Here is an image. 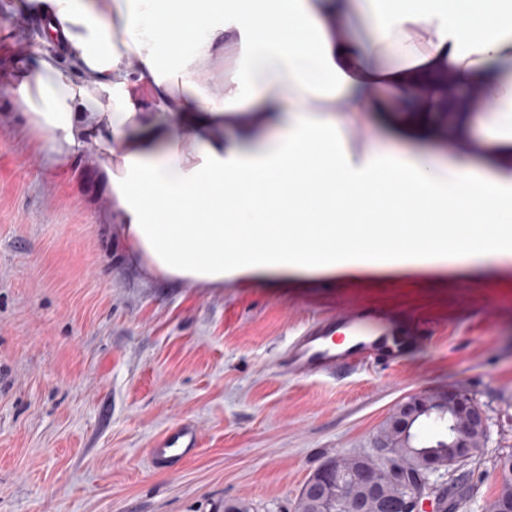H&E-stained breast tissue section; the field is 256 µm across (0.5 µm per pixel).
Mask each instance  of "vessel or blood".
<instances>
[{"label":"vessel or blood","instance_id":"b4317fda","mask_svg":"<svg viewBox=\"0 0 512 512\" xmlns=\"http://www.w3.org/2000/svg\"><path fill=\"white\" fill-rule=\"evenodd\" d=\"M382 317L380 306L361 303L312 321L290 344L282 362L284 371L295 378H308L333 375L362 360L384 366L398 363L406 343L396 336L385 337L376 326ZM199 449L195 424L181 422L153 440L149 457L154 468L174 471Z\"/></svg>","mask_w":512,"mask_h":512}]
</instances>
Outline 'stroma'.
Segmentation results:
<instances>
[{
    "label": "stroma",
    "instance_id": "35a3bbf8",
    "mask_svg": "<svg viewBox=\"0 0 512 512\" xmlns=\"http://www.w3.org/2000/svg\"><path fill=\"white\" fill-rule=\"evenodd\" d=\"M0 0V81L36 62L43 21L12 23ZM350 143L394 153L404 134L351 114ZM495 132L480 116L423 150L478 162ZM95 150L72 169L39 157L21 109L0 88V512H294L306 481L339 456L378 457L387 420L409 397L459 390L485 411L456 512H486L512 454V264L458 273L340 275L282 288L228 279L206 288L147 277L107 224ZM412 334L402 361L331 377L281 367L314 319L359 303ZM190 421L198 454L155 469V437Z\"/></svg>",
    "mask_w": 512,
    "mask_h": 512
}]
</instances>
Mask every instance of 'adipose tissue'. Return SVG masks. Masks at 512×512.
Returning a JSON list of instances; mask_svg holds the SVG:
<instances>
[{"label":"adipose tissue","mask_w":512,"mask_h":512,"mask_svg":"<svg viewBox=\"0 0 512 512\" xmlns=\"http://www.w3.org/2000/svg\"><path fill=\"white\" fill-rule=\"evenodd\" d=\"M378 3L16 0L47 49L6 89L47 165L95 150L149 277L279 287L512 258V173L346 142L354 112L512 127V0Z\"/></svg>","instance_id":"ef3b65f1"}]
</instances>
